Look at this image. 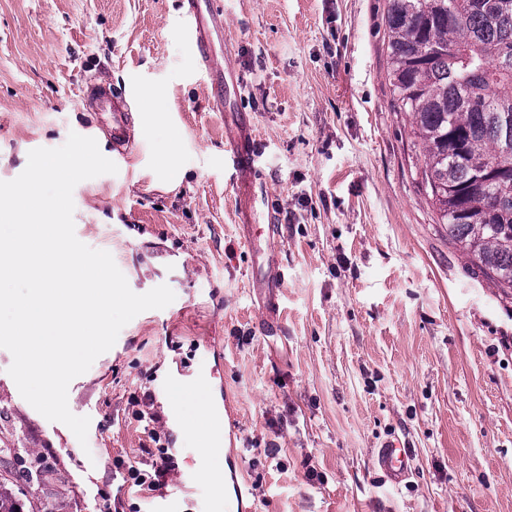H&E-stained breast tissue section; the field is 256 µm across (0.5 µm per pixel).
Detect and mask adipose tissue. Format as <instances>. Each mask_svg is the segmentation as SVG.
<instances>
[{
  "instance_id": "1",
  "label": "adipose tissue",
  "mask_w": 512,
  "mask_h": 512,
  "mask_svg": "<svg viewBox=\"0 0 512 512\" xmlns=\"http://www.w3.org/2000/svg\"><path fill=\"white\" fill-rule=\"evenodd\" d=\"M167 402L174 419L189 417L194 422L190 436L198 448L197 462L201 473L210 482L222 483L224 442L212 434L214 427L221 425V417L215 415L210 401L192 397L187 382L182 380L174 384Z\"/></svg>"
}]
</instances>
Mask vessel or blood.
Wrapping results in <instances>:
<instances>
[{"instance_id": "1", "label": "vessel or blood", "mask_w": 512, "mask_h": 512, "mask_svg": "<svg viewBox=\"0 0 512 512\" xmlns=\"http://www.w3.org/2000/svg\"><path fill=\"white\" fill-rule=\"evenodd\" d=\"M183 16L195 55L203 65L206 83L216 106L229 102L237 92L238 82L217 62V39L224 36V4L222 0H183ZM86 102L96 111L108 113L112 143L123 148L130 143V107L126 98L106 82H93L83 89ZM232 131L225 148L227 160L235 172L236 187L244 241L252 256V274L257 284V304L263 316V333L277 338L282 329L279 295L285 272L280 259V227L275 222L253 221L254 205L261 184L256 175L257 135L245 116L232 117ZM377 465L386 480L399 483L411 473V452L399 439L390 438L376 451Z\"/></svg>"}]
</instances>
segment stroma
Wrapping results in <instances>:
<instances>
[{
  "mask_svg": "<svg viewBox=\"0 0 512 512\" xmlns=\"http://www.w3.org/2000/svg\"><path fill=\"white\" fill-rule=\"evenodd\" d=\"M386 0H224V64L258 134L281 227L282 335L269 344L224 162V118L184 32L181 0H0V181L29 151L94 138L117 173L77 184V238L109 252L138 294H175L120 331L73 379L68 406L86 443L37 412L0 348V476L23 512H148L117 461L177 467L163 495L215 512L223 487L166 410L173 380L203 370L217 412L232 409L247 512H512V298L448 238L419 186L422 158L391 106ZM91 78L121 89L130 159L114 156L107 116L82 98ZM167 124L145 129V99ZM179 132L181 183L157 175ZM159 416L160 442L135 418ZM413 451L391 484L375 450Z\"/></svg>",
  "mask_w": 512,
  "mask_h": 512,
  "instance_id": "35a3bbf8",
  "label": "stroma"
}]
</instances>
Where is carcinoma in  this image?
Masks as SVG:
<instances>
[{
	"label": "carcinoma",
	"instance_id": "1",
	"mask_svg": "<svg viewBox=\"0 0 512 512\" xmlns=\"http://www.w3.org/2000/svg\"><path fill=\"white\" fill-rule=\"evenodd\" d=\"M395 111L448 238L512 290V0H387ZM0 512H22L0 481Z\"/></svg>",
	"mask_w": 512,
	"mask_h": 512
}]
</instances>
